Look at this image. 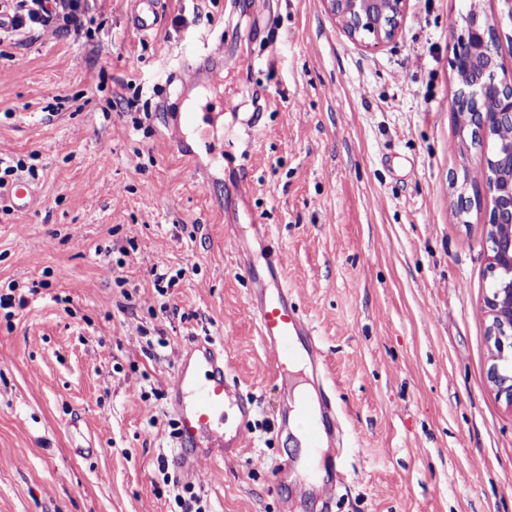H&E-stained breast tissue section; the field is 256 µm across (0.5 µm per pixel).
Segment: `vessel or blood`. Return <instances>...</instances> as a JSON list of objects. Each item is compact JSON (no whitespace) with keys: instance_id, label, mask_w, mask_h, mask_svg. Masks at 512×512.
Instances as JSON below:
<instances>
[{"instance_id":"obj_1","label":"vessel or blood","mask_w":512,"mask_h":512,"mask_svg":"<svg viewBox=\"0 0 512 512\" xmlns=\"http://www.w3.org/2000/svg\"><path fill=\"white\" fill-rule=\"evenodd\" d=\"M127 23L141 34L153 32L163 14L164 0H129ZM8 195L13 208L30 212L37 200L32 183L17 179ZM267 275L255 266L245 265L251 281L249 303L256 315L258 333L276 371L308 359L315 368H323L324 356L316 330L300 312L293 294L284 286L280 251L270 249L265 255ZM276 280V287L265 285L266 278ZM169 402L178 420V449L172 457L177 471H193L196 449H206L210 458L221 461L237 456L251 430L254 400L231 377L224 358L223 345L210 337L195 338L185 349L168 387ZM336 400L325 392L321 406H307L286 395L277 426V437L292 438L301 448L299 465L303 470H317L331 462L329 448L336 445Z\"/></svg>"}]
</instances>
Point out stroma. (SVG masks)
<instances>
[{"label":"stroma","instance_id":"1","mask_svg":"<svg viewBox=\"0 0 512 512\" xmlns=\"http://www.w3.org/2000/svg\"><path fill=\"white\" fill-rule=\"evenodd\" d=\"M512 76V0H407L392 40L352 41L325 0H168L157 30L90 0V34L0 41V159L38 201L0 211V512H322L270 429L309 370L275 373L236 234L269 225L321 340L343 431L332 512H512V411L487 382L489 198L451 180L492 141L462 139L454 37L470 4ZM223 40L194 90L212 153L173 134L189 52ZM267 105L259 129L238 113ZM250 183L242 194L241 183ZM165 272L164 291L153 270ZM251 392L245 448L165 481L166 379L195 337Z\"/></svg>","mask_w":512,"mask_h":512}]
</instances>
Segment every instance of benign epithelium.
<instances>
[{
	"instance_id": "7a95c632",
	"label": "benign epithelium",
	"mask_w": 512,
	"mask_h": 512,
	"mask_svg": "<svg viewBox=\"0 0 512 512\" xmlns=\"http://www.w3.org/2000/svg\"><path fill=\"white\" fill-rule=\"evenodd\" d=\"M330 13L353 41L392 40L406 0H325ZM467 36L454 48L453 66L469 79L454 107H463L462 128L491 137L512 130V81L497 78L494 28L477 11L465 17ZM485 192L492 209L486 233V271L490 278L483 312L490 342L487 380L491 391L512 410V142L485 157Z\"/></svg>"
}]
</instances>
